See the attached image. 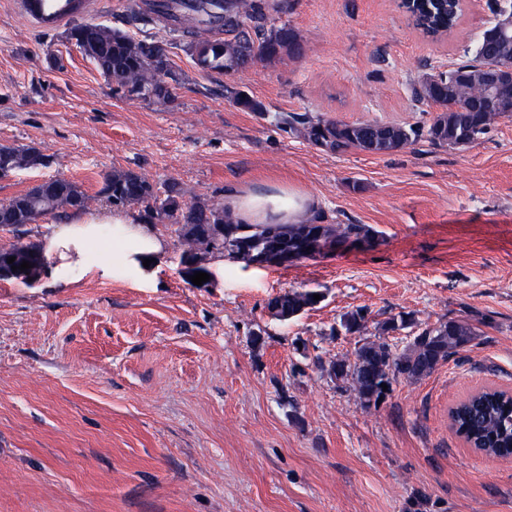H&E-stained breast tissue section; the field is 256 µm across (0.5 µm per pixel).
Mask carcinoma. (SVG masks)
<instances>
[{
    "label": "carcinoma",
    "mask_w": 512,
    "mask_h": 512,
    "mask_svg": "<svg viewBox=\"0 0 512 512\" xmlns=\"http://www.w3.org/2000/svg\"><path fill=\"white\" fill-rule=\"evenodd\" d=\"M416 25L424 32L438 35L451 29L460 13L459 0H406ZM279 0H151L144 11H134L127 19L132 24L161 22L177 37L175 46L189 55L196 67L206 73L222 75L258 61H273L284 55L298 57L303 53L299 34L288 26H267L266 12L279 11ZM67 38L87 50L92 61L112 90L129 100L170 102L185 78L176 73V84L163 86L164 77L145 65L153 52H164L154 42L136 41L125 31L101 23L76 24L67 30ZM497 45L481 37L474 58L446 72L424 76L414 87L419 101L442 107L426 125L371 122L347 123L309 112L289 113L280 117L282 127L298 134L313 146L341 154L355 149L371 155L401 151L420 139L437 147L468 146L485 134L491 121L486 112H458L448 107L450 100H471L472 86L456 75L475 73L497 62ZM234 104L245 111L262 113L264 104L242 92H231ZM50 158L33 147L0 145V169L13 171L47 167ZM101 194L115 208L138 205L149 221L167 220L177 225L179 238L194 262L205 252L227 253L246 264H258L266 255L294 252L300 260L314 259L322 243L340 247L348 242L367 240L376 231L366 224H328L321 214L304 224H239L224 207L183 200V191L170 183L159 196L152 182L133 172L114 170L104 179ZM91 198L73 181L52 178L50 186H37L14 198L0 211V225L18 227L35 222L39 217L55 215L60 209L85 211ZM13 257V264L7 259ZM27 261L31 268L11 270ZM43 265L39 246L18 240L0 248V269L23 280L35 277ZM317 290L292 289L270 298L269 313L286 322L314 307ZM341 327L349 334L366 328V317L357 310L343 316ZM477 335L476 327L467 319H448L418 331L411 341L397 351L383 341H366L355 351L354 358H338L329 364L330 376L349 384L359 404L376 407L386 396L381 384L404 378L418 381L433 373L458 350L469 345ZM457 431L473 448L488 456H512V401L495 393H483L453 410Z\"/></svg>",
    "instance_id": "obj_1"
}]
</instances>
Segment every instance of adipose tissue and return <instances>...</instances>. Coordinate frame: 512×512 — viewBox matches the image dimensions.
<instances>
[{
	"label": "adipose tissue",
	"instance_id": "1",
	"mask_svg": "<svg viewBox=\"0 0 512 512\" xmlns=\"http://www.w3.org/2000/svg\"><path fill=\"white\" fill-rule=\"evenodd\" d=\"M224 207L243 224H301L319 212L321 202L318 197L294 187L269 184L259 191L227 192ZM106 224L112 227V242L121 249L124 269L134 282L156 281L163 240L137 213L104 208L91 213H71L65 224L47 235L44 255L52 282L70 283L77 272H90L103 279L115 276L114 267L107 262L92 267L85 264L88 246L98 241Z\"/></svg>",
	"mask_w": 512,
	"mask_h": 512
}]
</instances>
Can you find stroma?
<instances>
[{
  "mask_svg": "<svg viewBox=\"0 0 512 512\" xmlns=\"http://www.w3.org/2000/svg\"><path fill=\"white\" fill-rule=\"evenodd\" d=\"M21 2L0 0V145L52 163L0 178V203L57 176L98 210L115 170L177 182L188 203L270 180L318 196L329 223L377 236L288 265L225 270L209 254L197 286L165 222L149 286L0 278V512H512V460L448 429L469 392L512 388V114L469 146L422 139L382 156L321 151L275 120L429 122L438 107L416 101L415 84L474 56L491 0H462L437 36L399 0H287L268 21L292 27L303 55L224 75L198 70L163 25L127 26L146 0H92L78 22L166 49L185 78L167 104L115 94L65 27L44 31ZM230 87L265 112L236 107ZM301 288L322 301L271 319L268 300ZM358 309L365 330L345 333ZM403 316L413 324L388 336L396 350L448 318L480 334L363 409L328 363Z\"/></svg>",
  "mask_w": 512,
  "mask_h": 512,
  "instance_id": "1",
  "label": "stroma"
}]
</instances>
